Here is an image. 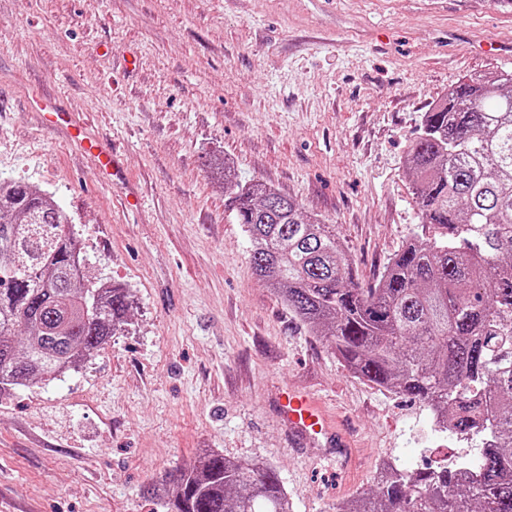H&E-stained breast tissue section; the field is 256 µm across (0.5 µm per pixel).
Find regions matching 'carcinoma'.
Listing matches in <instances>:
<instances>
[{
	"mask_svg": "<svg viewBox=\"0 0 512 512\" xmlns=\"http://www.w3.org/2000/svg\"><path fill=\"white\" fill-rule=\"evenodd\" d=\"M406 167L433 236L407 242L366 288L336 225L218 170L256 275L337 362L422 403L441 432L483 435L482 475L387 462L336 512H512V71L466 79L423 113ZM75 256L54 199L0 179V393L56 379L124 323L128 292L91 281ZM151 495L165 512H293L273 466L215 452Z\"/></svg>",
	"mask_w": 512,
	"mask_h": 512,
	"instance_id": "cac0c4a2",
	"label": "carcinoma"
}]
</instances>
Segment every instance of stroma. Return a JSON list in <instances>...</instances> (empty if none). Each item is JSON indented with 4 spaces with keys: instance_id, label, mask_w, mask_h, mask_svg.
Segmentation results:
<instances>
[{
    "instance_id": "stroma-1",
    "label": "stroma",
    "mask_w": 512,
    "mask_h": 512,
    "mask_svg": "<svg viewBox=\"0 0 512 512\" xmlns=\"http://www.w3.org/2000/svg\"><path fill=\"white\" fill-rule=\"evenodd\" d=\"M512 71L498 0H0V177L69 215L126 322L50 382L0 394V500L16 512H159L144 489L207 451L275 467L294 512H336L382 462L479 453L419 402L343 369L255 276L210 158L335 225L358 282L428 237L406 166L423 112ZM55 98L124 182L39 125ZM312 393L353 456L297 441L276 404Z\"/></svg>"
}]
</instances>
